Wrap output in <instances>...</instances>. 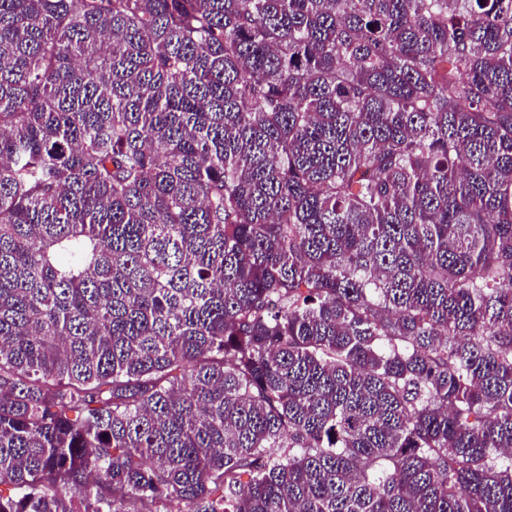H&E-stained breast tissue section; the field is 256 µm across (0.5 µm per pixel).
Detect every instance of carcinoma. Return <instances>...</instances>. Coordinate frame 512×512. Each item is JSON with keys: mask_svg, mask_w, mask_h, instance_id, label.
Instances as JSON below:
<instances>
[{"mask_svg": "<svg viewBox=\"0 0 512 512\" xmlns=\"http://www.w3.org/2000/svg\"><path fill=\"white\" fill-rule=\"evenodd\" d=\"M512 512V0H0V512Z\"/></svg>", "mask_w": 512, "mask_h": 512, "instance_id": "1", "label": "carcinoma"}]
</instances>
